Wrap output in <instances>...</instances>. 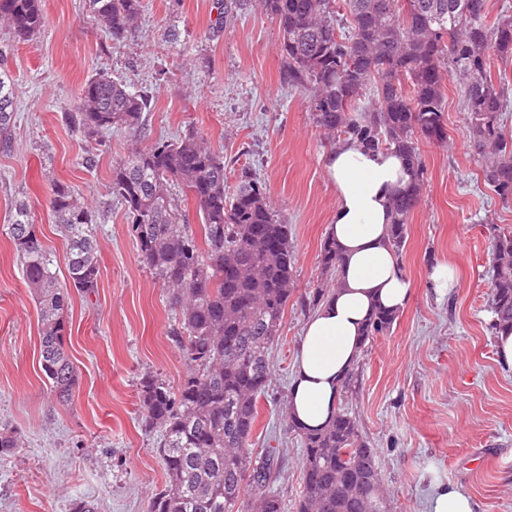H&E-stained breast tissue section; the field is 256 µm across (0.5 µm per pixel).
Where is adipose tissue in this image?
I'll list each match as a JSON object with an SVG mask.
<instances>
[{
    "mask_svg": "<svg viewBox=\"0 0 512 512\" xmlns=\"http://www.w3.org/2000/svg\"><path fill=\"white\" fill-rule=\"evenodd\" d=\"M325 168L336 188L329 233L343 262L335 297L308 320L298 349L289 412L307 429L332 419L342 383L361 356L372 309L400 311L410 296L387 241L391 200L410 179L404 160L348 141L328 152Z\"/></svg>",
    "mask_w": 512,
    "mask_h": 512,
    "instance_id": "adipose-tissue-1",
    "label": "adipose tissue"
}]
</instances>
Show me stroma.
I'll return each mask as SVG.
<instances>
[{"instance_id": "obj_1", "label": "stroma", "mask_w": 512, "mask_h": 512, "mask_svg": "<svg viewBox=\"0 0 512 512\" xmlns=\"http://www.w3.org/2000/svg\"><path fill=\"white\" fill-rule=\"evenodd\" d=\"M41 3L46 22L30 40L0 23V69L15 96L0 146V425L21 441L0 457V512H72L77 500L98 512H147L166 482L160 434L145 428L138 389L148 375L177 388L189 361L172 334L179 310L141 262L125 207L109 190L112 166L132 139L115 130L91 144L65 120L100 72L149 96L145 143L199 133L224 156L226 192L241 168L252 169L290 227L295 293L272 349L253 444L275 449L274 487L285 512H296L302 449L284 419L336 191L324 167L330 147L300 88L280 77L275 22L253 5L221 25L215 0H143L116 44L85 0ZM444 102L448 140L420 146L425 188L398 254L409 303L387 334L366 343L347 406L377 452L389 512H430L434 492L448 484L471 496L477 512H512V369L499 364L491 329L486 231H512V199L483 181L455 80L446 81ZM56 181L93 208L100 263L96 293L71 292L65 311L78 372L65 403L41 371L39 312L7 234L15 204L27 201L67 277V244L50 206ZM438 263L454 273L450 292L430 280Z\"/></svg>"}]
</instances>
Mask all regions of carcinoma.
Masks as SVG:
<instances>
[{
	"instance_id": "cac0c4a2",
	"label": "carcinoma",
	"mask_w": 512,
	"mask_h": 512,
	"mask_svg": "<svg viewBox=\"0 0 512 512\" xmlns=\"http://www.w3.org/2000/svg\"><path fill=\"white\" fill-rule=\"evenodd\" d=\"M255 0L278 25L283 80L299 87L313 124L331 145L354 140L364 150L400 154L410 183L392 198L389 244L400 250L408 221L423 194L425 165L418 139L447 141L443 88L460 85L469 147L484 182L512 198V146L508 145L504 85L493 79L490 58L512 55V14L491 16L490 0ZM116 42L137 22L142 0H86ZM0 21L21 39L45 23L40 0H0ZM148 95L105 73L89 78L81 106L66 121L97 143L113 129L140 135ZM14 117L11 81L0 73V132ZM191 195L202 238L190 230L174 189ZM110 191L126 209L142 262L180 310L174 335L191 363L177 391L154 376L142 379L139 401L148 428L159 429L158 455L167 475L147 512H285L272 487L274 451L256 454L252 438L258 400L272 369L270 351L295 291L294 254L288 225L275 213L266 187L244 169L232 197L224 194V156L190 130L154 145L137 143L112 167ZM50 205L68 247V282H59L30 207L18 204L8 235L41 317V370L65 402L77 372L65 346L64 309L69 290L96 292L94 212L68 184L51 188ZM493 267L491 328L512 332V231L487 227ZM336 243L320 249L322 274L313 305L338 288ZM397 313L377 308L365 340L390 331ZM355 372L342 385L334 418L305 430L286 417L299 437L302 484L296 512H385L375 449L363 438L345 398ZM19 447L0 428V455Z\"/></svg>"
}]
</instances>
